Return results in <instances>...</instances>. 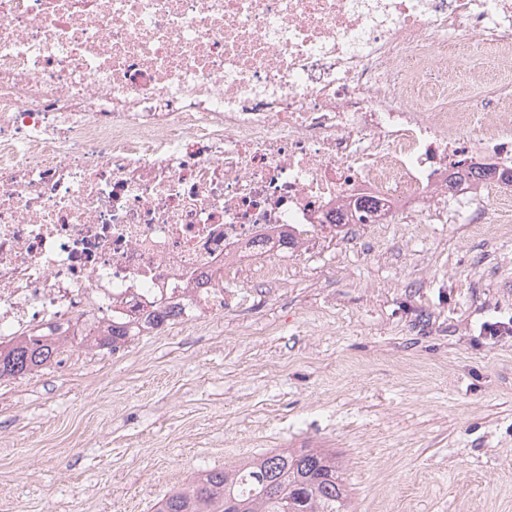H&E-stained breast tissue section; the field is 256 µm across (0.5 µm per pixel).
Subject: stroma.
<instances>
[{
    "mask_svg": "<svg viewBox=\"0 0 512 512\" xmlns=\"http://www.w3.org/2000/svg\"><path fill=\"white\" fill-rule=\"evenodd\" d=\"M486 196L494 223L354 224L222 318L0 379V512H156L280 448L336 450L356 512H512V196Z\"/></svg>",
    "mask_w": 512,
    "mask_h": 512,
    "instance_id": "35a3bbf8",
    "label": "stroma"
}]
</instances>
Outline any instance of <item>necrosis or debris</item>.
Listing matches in <instances>:
<instances>
[{"label": "necrosis or debris", "instance_id": "necrosis-or-debris-1", "mask_svg": "<svg viewBox=\"0 0 512 512\" xmlns=\"http://www.w3.org/2000/svg\"><path fill=\"white\" fill-rule=\"evenodd\" d=\"M512 0H0V342L222 317L241 271L412 201L487 224ZM378 202V211L357 202Z\"/></svg>", "mask_w": 512, "mask_h": 512}]
</instances>
